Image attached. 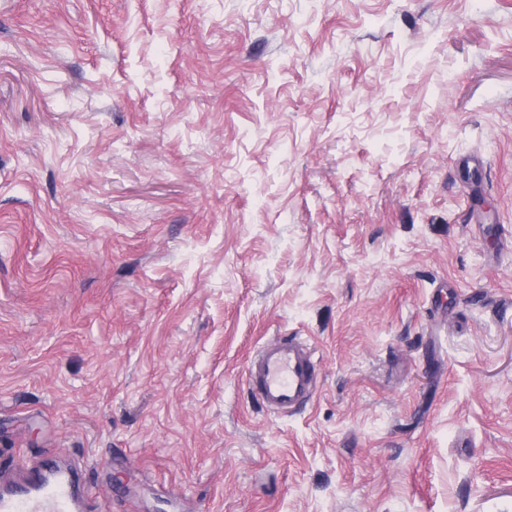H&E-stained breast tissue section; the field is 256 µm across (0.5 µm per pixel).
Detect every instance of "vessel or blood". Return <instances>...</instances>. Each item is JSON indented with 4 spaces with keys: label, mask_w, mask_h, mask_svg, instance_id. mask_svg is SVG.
I'll use <instances>...</instances> for the list:
<instances>
[{
    "label": "vessel or blood",
    "mask_w": 512,
    "mask_h": 512,
    "mask_svg": "<svg viewBox=\"0 0 512 512\" xmlns=\"http://www.w3.org/2000/svg\"><path fill=\"white\" fill-rule=\"evenodd\" d=\"M317 361L311 347L282 337L262 347L249 365L248 385L266 410L285 413L305 405L316 387ZM89 483L76 471L52 467L29 481L0 488V512H88Z\"/></svg>",
    "instance_id": "obj_1"
}]
</instances>
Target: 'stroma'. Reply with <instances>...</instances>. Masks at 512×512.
Instances as JSON below:
<instances>
[{"instance_id": "obj_1", "label": "stroma", "mask_w": 512, "mask_h": 512, "mask_svg": "<svg viewBox=\"0 0 512 512\" xmlns=\"http://www.w3.org/2000/svg\"><path fill=\"white\" fill-rule=\"evenodd\" d=\"M48 454L110 512H512V0H0V475ZM317 360L297 338L281 337L262 347L249 365L248 385L254 399L273 413L305 405L316 387Z\"/></svg>"}]
</instances>
